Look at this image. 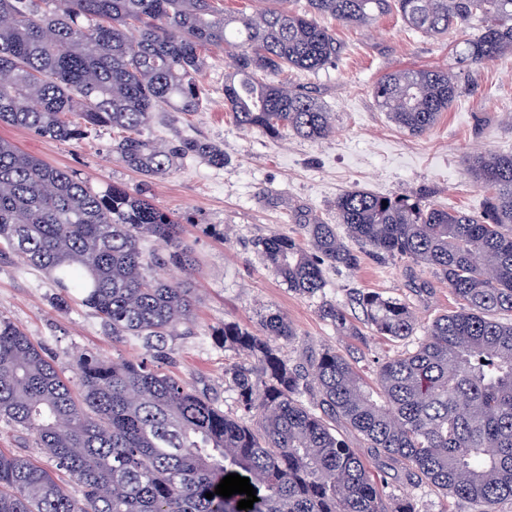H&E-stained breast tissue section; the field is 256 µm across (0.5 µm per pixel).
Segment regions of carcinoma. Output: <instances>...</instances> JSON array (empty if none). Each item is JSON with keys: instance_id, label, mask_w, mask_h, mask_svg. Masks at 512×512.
Instances as JSON below:
<instances>
[{"instance_id": "cac0c4a2", "label": "carcinoma", "mask_w": 512, "mask_h": 512, "mask_svg": "<svg viewBox=\"0 0 512 512\" xmlns=\"http://www.w3.org/2000/svg\"><path fill=\"white\" fill-rule=\"evenodd\" d=\"M42 2L0 0V125L63 142L109 126L112 152L147 177L171 173L186 156L224 166L217 145L141 134L162 107L198 111L208 48L232 58L224 102L239 126L310 140L331 133L330 112L278 76L336 59L321 18L362 27L395 10L426 35L463 32L476 20L479 33L456 46L459 61L482 66L512 54V0H308L303 13L267 0L239 16L218 0ZM461 93L437 67L392 71L373 91L414 135ZM468 167L487 192L480 214L352 188L335 202L347 238L301 214L304 243L284 235L255 243L289 290L310 297L323 293L325 268L358 265L356 246L448 284L461 307L437 316L415 348L379 363L370 382L333 347L309 360L285 357L296 330L268 312L260 336L235 323L218 333L224 350L252 360L224 368L233 412L162 371L155 355L111 362L84 353L75 389L0 314V423L33 436L82 488L77 500L54 473L0 451V512H240L246 495L215 494L231 473L257 490L245 512H417L375 477L341 426L376 450L378 468L399 462L467 512H501L512 503V154H474ZM150 238L163 250L145 252ZM13 257L48 276L61 306L92 309L116 340L157 351L194 316L195 256L181 224L141 194L95 189L0 139V261ZM172 268L184 279L168 278ZM354 300L375 336L398 343L418 329L410 307L392 297ZM320 313L342 335H362L344 305L326 301Z\"/></svg>"}]
</instances>
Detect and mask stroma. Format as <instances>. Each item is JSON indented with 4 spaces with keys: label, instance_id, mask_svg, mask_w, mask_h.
I'll use <instances>...</instances> for the list:
<instances>
[{
    "label": "stroma",
    "instance_id": "obj_1",
    "mask_svg": "<svg viewBox=\"0 0 512 512\" xmlns=\"http://www.w3.org/2000/svg\"><path fill=\"white\" fill-rule=\"evenodd\" d=\"M325 25L340 45L335 63L315 73L282 76L290 86L311 91L330 112L333 130L323 139L287 133L273 137L237 125L224 106L232 60L219 49L208 52L198 76L200 110L156 113L143 134L172 144L185 138L219 144L226 158L223 167L187 157L173 174L146 180L113 154L109 127L90 128L80 142L63 143L0 126V138L20 150L76 172L96 188L115 184L133 194L146 191L157 208L181 222L197 259L193 286L198 303L184 335L168 339L167 357L159 365L227 411L234 402L224 383V365L233 355L215 339L224 323L258 334L266 312H281L297 331L295 341L283 348L286 357H314L333 347L355 357L369 379L378 362L393 354L394 344L369 333L360 338L338 335L320 315L322 301L346 305L359 326L364 316L351 302L357 292L399 298L424 326L459 306L448 286L430 272L400 259L379 262L366 254L355 269L326 270L322 296L298 294L266 265L254 247L257 239L272 234L302 239L295 222L299 213L344 233L336 222L335 201L351 188L420 196L430 205L481 212L485 192L468 171V155L512 153V55L480 67L460 64L453 49L464 33L427 36L408 30L394 13L365 28L339 26L330 19ZM421 67L448 69L463 92L434 127L414 136L377 105L373 88L390 71ZM416 280L427 282L424 293L414 291ZM0 314L33 336L73 381L82 353L130 361L149 354L141 341H113L91 309L76 304L60 309L57 289L19 260L0 264ZM383 476L414 500L418 512H464L453 498L412 483L400 465L386 467Z\"/></svg>",
    "mask_w": 512,
    "mask_h": 512
}]
</instances>
